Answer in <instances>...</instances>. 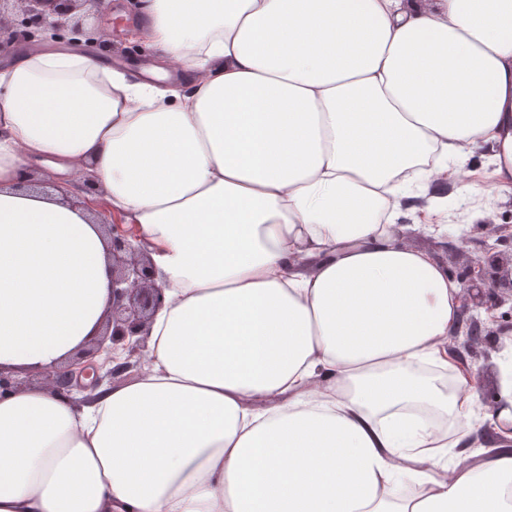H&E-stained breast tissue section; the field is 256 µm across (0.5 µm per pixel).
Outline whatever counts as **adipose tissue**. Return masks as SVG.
Listing matches in <instances>:
<instances>
[{"mask_svg":"<svg viewBox=\"0 0 512 512\" xmlns=\"http://www.w3.org/2000/svg\"><path fill=\"white\" fill-rule=\"evenodd\" d=\"M183 86L76 51L0 69V372L97 336L110 240L29 166L91 168L149 243L151 364L95 403L0 395V512H512L495 394L451 351L466 290L395 227L492 151L512 186V0H144Z\"/></svg>","mask_w":512,"mask_h":512,"instance_id":"ef3b65f1","label":"adipose tissue"}]
</instances>
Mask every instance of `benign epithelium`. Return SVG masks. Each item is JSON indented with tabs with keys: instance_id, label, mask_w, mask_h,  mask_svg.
I'll return each mask as SVG.
<instances>
[{
	"instance_id": "obj_1",
	"label": "benign epithelium",
	"mask_w": 512,
	"mask_h": 512,
	"mask_svg": "<svg viewBox=\"0 0 512 512\" xmlns=\"http://www.w3.org/2000/svg\"><path fill=\"white\" fill-rule=\"evenodd\" d=\"M13 4L14 13L20 16L17 23L3 17L4 6ZM95 5L89 0H0V43L20 37L30 41L31 34L26 26H41L47 14L57 17L50 24L54 37L67 31L71 41L84 32L83 18L74 15L78 9L90 15ZM74 194L91 193L93 197L83 199L87 208L97 215V223L106 228L112 243V305L105 322V331L100 338L76 360L51 368L44 374L50 389L59 393H69L77 387L87 392L83 402L94 399V392L104 381L131 371L127 363L122 362L110 367L113 354L122 349L129 353L141 354L144 348L146 327L154 312L161 306V288L154 279L156 270L150 258L147 246L131 243L135 238L134 230L125 226L122 218L111 212L110 204L99 190L89 182L72 186ZM499 262L498 255L487 257L470 266L462 283L466 287L465 309L470 306L483 307L491 301L496 289L507 287L512 292V278L503 283L490 279L486 267H494ZM103 357L97 362L96 357Z\"/></svg>"
}]
</instances>
